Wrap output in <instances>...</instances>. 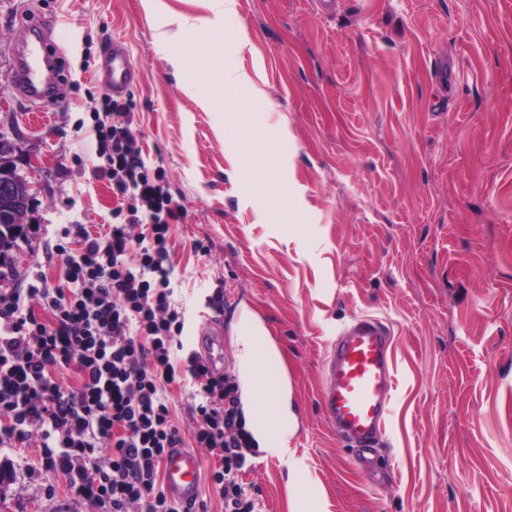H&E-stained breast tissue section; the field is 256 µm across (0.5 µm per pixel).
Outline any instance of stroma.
Segmentation results:
<instances>
[{
	"label": "stroma",
	"instance_id": "1",
	"mask_svg": "<svg viewBox=\"0 0 512 512\" xmlns=\"http://www.w3.org/2000/svg\"><path fill=\"white\" fill-rule=\"evenodd\" d=\"M201 0H0V127L31 183L18 275L64 284L56 247L74 224L98 233L118 201L98 173L106 89L94 71L112 41L136 78L129 112L150 170L187 214L169 239L181 340L222 334L236 385L241 332L258 318L276 344V452L242 475L257 512H512V0H236L212 40L184 19ZM53 45L65 65L50 107L13 85L21 44ZM266 101L224 89V62ZM234 297L217 308L216 289ZM394 340V392L370 465L319 406L328 352L353 321ZM1 448L0 512H97L37 462ZM226 85H236V86H242V87H249L251 91V95L254 98L260 99V100H266L265 99V93L261 88H258L254 86L251 83V80L249 76L245 73L240 72L238 69H236L233 66H225L224 69L222 68L220 81L216 86L215 92L213 95L207 99H205L202 102V105L204 108L211 109L214 105L217 103L222 104V110L225 109L224 104V86Z\"/></svg>",
	"mask_w": 512,
	"mask_h": 512
}]
</instances>
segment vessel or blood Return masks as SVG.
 Listing matches in <instances>:
<instances>
[{"instance_id": "vessel-or-blood-1", "label": "vessel or blood", "mask_w": 512, "mask_h": 512, "mask_svg": "<svg viewBox=\"0 0 512 512\" xmlns=\"http://www.w3.org/2000/svg\"><path fill=\"white\" fill-rule=\"evenodd\" d=\"M46 44L30 45L28 57L13 76L20 91L30 100L48 106L59 71L48 70ZM103 83L113 95H122L134 78L125 47L113 43L100 67ZM199 348L209 367L224 369V339L201 334ZM394 389V359L389 330L379 321L357 320L331 347L325 368L320 407L337 437L347 441L358 459L375 448L385 425ZM201 455L189 448L168 449L163 463L167 496L178 503L193 501L199 490Z\"/></svg>"}]
</instances>
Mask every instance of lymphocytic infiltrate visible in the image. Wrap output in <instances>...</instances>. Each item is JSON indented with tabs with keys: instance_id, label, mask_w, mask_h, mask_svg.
I'll return each mask as SVG.
<instances>
[{
	"instance_id": "1",
	"label": "lymphocytic infiltrate",
	"mask_w": 512,
	"mask_h": 512,
	"mask_svg": "<svg viewBox=\"0 0 512 512\" xmlns=\"http://www.w3.org/2000/svg\"><path fill=\"white\" fill-rule=\"evenodd\" d=\"M96 132L126 215L105 233L81 234L66 287L37 277L0 289V447L39 449L48 470L103 512H192L161 482L167 449L183 442L167 388L182 384L193 443L217 461L210 484L224 512H255L240 480L252 438L233 378L180 340L167 243L184 208L150 174L131 120ZM39 307L51 320L36 316ZM63 369L77 374V388L58 380Z\"/></svg>"
}]
</instances>
